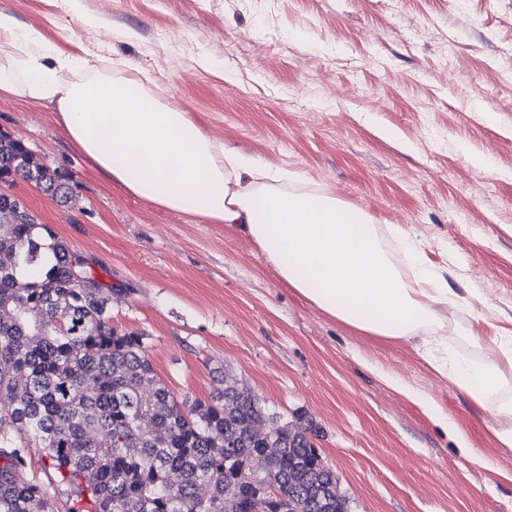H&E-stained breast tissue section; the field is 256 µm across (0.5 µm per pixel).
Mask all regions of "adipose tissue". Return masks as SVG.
<instances>
[{
  "label": "adipose tissue",
  "instance_id": "obj_1",
  "mask_svg": "<svg viewBox=\"0 0 512 512\" xmlns=\"http://www.w3.org/2000/svg\"><path fill=\"white\" fill-rule=\"evenodd\" d=\"M134 64L96 65L0 9V96L53 105L68 136L133 196L243 230L280 279L327 315L386 339L420 337L423 359L507 423L512 448V348L479 359L449 354L439 305L451 291L400 228L382 234L358 209L208 135L153 93Z\"/></svg>",
  "mask_w": 512,
  "mask_h": 512
}]
</instances>
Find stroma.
<instances>
[{"label":"stroma","mask_w":512,"mask_h":512,"mask_svg":"<svg viewBox=\"0 0 512 512\" xmlns=\"http://www.w3.org/2000/svg\"><path fill=\"white\" fill-rule=\"evenodd\" d=\"M72 55L159 75L215 139L300 171L378 224L400 225L459 299L453 350L512 339V0H0ZM0 131L79 185L76 206L19 180L10 193L86 255L112 325L142 334L181 399L220 370L272 413L319 429L351 512H512L497 412L421 357L317 309L255 243L112 182L52 107L0 97ZM427 400L457 429L444 432ZM467 450H460V443Z\"/></svg>","instance_id":"stroma-1"}]
</instances>
